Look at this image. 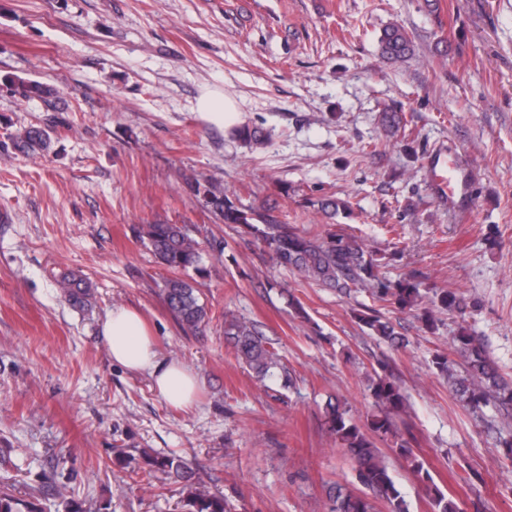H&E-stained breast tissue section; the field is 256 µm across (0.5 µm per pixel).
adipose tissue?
<instances>
[{
    "label": "adipose tissue",
    "mask_w": 512,
    "mask_h": 512,
    "mask_svg": "<svg viewBox=\"0 0 512 512\" xmlns=\"http://www.w3.org/2000/svg\"><path fill=\"white\" fill-rule=\"evenodd\" d=\"M113 362L131 371L149 372L157 393L171 406L191 410L197 400V377L182 363L161 359L154 337L140 314L113 307L102 327Z\"/></svg>",
    "instance_id": "1"
}]
</instances>
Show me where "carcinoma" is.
Returning <instances> with one entry per match:
<instances>
[{"label":"carcinoma","mask_w":512,"mask_h":512,"mask_svg":"<svg viewBox=\"0 0 512 512\" xmlns=\"http://www.w3.org/2000/svg\"><path fill=\"white\" fill-rule=\"evenodd\" d=\"M381 54L388 60L403 62L413 54V43L405 29L390 25L379 37ZM10 91L22 99L46 98L55 90L35 80L8 77ZM402 124L398 112H386L382 119L385 135L394 137ZM238 137L252 148H260L264 140L260 131L243 125ZM16 149L36 153L49 147L45 133L30 128L24 134L12 137ZM189 190L205 201L206 207L225 224H238L253 236L256 245L270 253L279 265L291 268L306 279L341 294L363 286L373 299L400 310H416L424 329H436V312H460L466 307L464 297L445 288L428 291L414 275L395 282L380 273L381 264L367 244L344 232H328L319 237L307 231H298L288 224H274L267 215L252 208L237 205L228 194L217 191L207 181L188 183ZM136 236L147 245L172 276L163 280L159 288L168 311L186 331L199 333L205 327L208 313L200 301L198 290L183 273L193 269L200 273L202 256L199 242L192 237L186 224H143ZM64 298L73 305H82L88 299V286L80 280L64 277L59 281ZM367 329L391 347L404 344L403 336L392 322L373 310L362 317ZM224 339L230 343L237 359L246 364L259 378L273 374L279 367L276 354L271 351L254 325L238 319L233 313H224ZM454 353L463 358L462 370L455 368L449 353L438 351L432 363L438 374L448 377V383L459 401L472 412L491 402L512 410V382L503 378L492 366L483 348L467 328L461 326L449 344ZM377 413L371 416L367 428L346 419L340 402L327 403L324 416L329 432L334 435L348 455L355 479L361 490L345 491L338 486L329 494L327 512H375V502L386 503L388 512H409V505L398 489L385 457L374 438H393V452L402 460L406 470L425 491L432 512H463L460 503L449 496L435 482L426 461L413 448L410 429L400 431L395 417L405 412L406 398L397 383L392 367L383 362L379 372L370 378ZM146 464L182 485L185 512H232V506L223 496L202 486L188 462L176 455L153 456L145 454ZM0 512H38L35 504L0 492Z\"/></svg>","instance_id":"cac0c4a2"}]
</instances>
